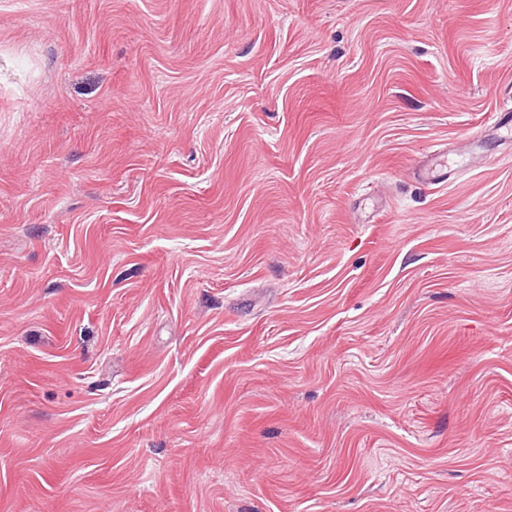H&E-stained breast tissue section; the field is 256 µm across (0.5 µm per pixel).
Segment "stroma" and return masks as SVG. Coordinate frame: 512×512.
I'll use <instances>...</instances> for the list:
<instances>
[{
    "label": "stroma",
    "instance_id": "1",
    "mask_svg": "<svg viewBox=\"0 0 512 512\" xmlns=\"http://www.w3.org/2000/svg\"><path fill=\"white\" fill-rule=\"evenodd\" d=\"M508 105L512 0H0V512H512Z\"/></svg>",
    "mask_w": 512,
    "mask_h": 512
}]
</instances>
